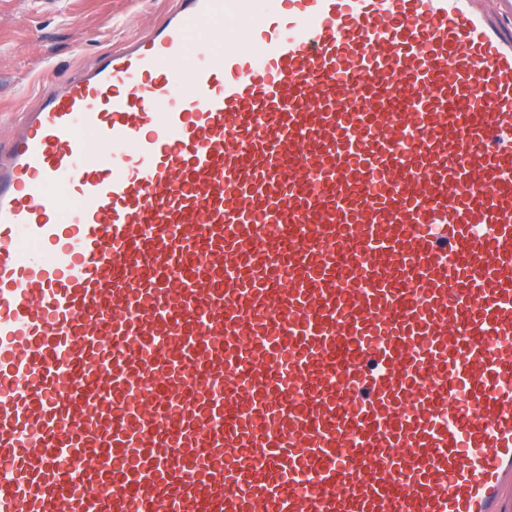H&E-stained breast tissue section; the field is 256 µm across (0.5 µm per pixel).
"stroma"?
Segmentation results:
<instances>
[{
	"instance_id": "35a3bbf8",
	"label": "stroma",
	"mask_w": 512,
	"mask_h": 512,
	"mask_svg": "<svg viewBox=\"0 0 512 512\" xmlns=\"http://www.w3.org/2000/svg\"><path fill=\"white\" fill-rule=\"evenodd\" d=\"M168 0H0V142L43 87L72 80L159 23Z\"/></svg>"
}]
</instances>
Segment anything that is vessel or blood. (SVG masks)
I'll list each match as a JSON object with an SVG mask.
<instances>
[{"instance_id": "obj_1", "label": "vessel or blood", "mask_w": 512, "mask_h": 512, "mask_svg": "<svg viewBox=\"0 0 512 512\" xmlns=\"http://www.w3.org/2000/svg\"><path fill=\"white\" fill-rule=\"evenodd\" d=\"M170 3L0 146V512H512V28Z\"/></svg>"}]
</instances>
